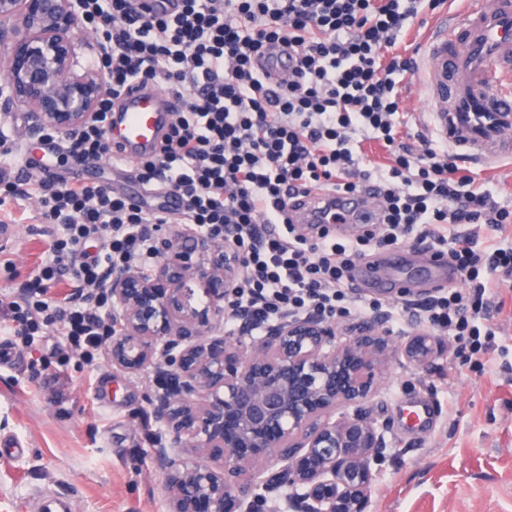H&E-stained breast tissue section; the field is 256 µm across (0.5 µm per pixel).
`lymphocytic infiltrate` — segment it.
<instances>
[{
    "instance_id": "lymphocytic-infiltrate-1",
    "label": "lymphocytic infiltrate",
    "mask_w": 512,
    "mask_h": 512,
    "mask_svg": "<svg viewBox=\"0 0 512 512\" xmlns=\"http://www.w3.org/2000/svg\"><path fill=\"white\" fill-rule=\"evenodd\" d=\"M443 0H177L171 14L143 0H82L93 25L109 93L93 124L73 138L85 161L111 156L113 107L136 82H159L179 102L157 153L138 163L145 190L121 192L102 181L12 178L13 149L0 136V186L13 200L36 196L37 216L56 225L55 238L19 296L0 297L23 343L49 332L94 362L112 334L103 296L108 272L149 264L158 225L179 219L195 232L223 237L244 260L245 287L236 306L256 324L319 314L349 321L365 315L351 284L357 262L378 246L420 245L445 256L464 285L415 306L383 312L393 327L414 316L458 337L474 352L491 349L496 333L484 312L492 276L512 268V243L479 245L463 224H512L498 186L460 167L447 144L404 130L399 84L414 76L412 55L396 48L419 12ZM293 53L292 71L273 85L257 67L272 46ZM381 160L366 162L365 141ZM372 193L371 228L338 241L328 228L299 232L290 210L306 206L312 187ZM102 249L90 255L84 242ZM68 293H58L59 284Z\"/></svg>"
}]
</instances>
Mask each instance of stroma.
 <instances>
[{"mask_svg":"<svg viewBox=\"0 0 512 512\" xmlns=\"http://www.w3.org/2000/svg\"><path fill=\"white\" fill-rule=\"evenodd\" d=\"M17 159L39 161L41 137L29 113L0 121ZM28 200L13 216L19 228L12 267L0 265V294L12 292L36 269L51 238ZM404 272L389 288H368L366 299L389 304L419 300L448 287L429 276L431 251H406ZM496 331L492 353H472L468 338L447 347L422 368L392 363L367 408L384 430L367 512H512V312L488 308ZM48 334L17 349V363L0 364V439L25 445L16 457L0 447V512H39L44 490L74 499L76 512H168L155 468L151 434L159 425L155 374L131 376L107 357L86 365L75 352H57ZM104 387L108 407L94 401ZM436 407L432 424H411L420 399Z\"/></svg>","mask_w":512,"mask_h":512,"instance_id":"35a3bbf8","label":"stroma"}]
</instances>
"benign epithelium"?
<instances>
[{"label": "benign epithelium", "instance_id": "1", "mask_svg": "<svg viewBox=\"0 0 512 512\" xmlns=\"http://www.w3.org/2000/svg\"><path fill=\"white\" fill-rule=\"evenodd\" d=\"M79 18V0H0V106L29 112L36 133L83 129L108 93L100 71L75 70ZM157 253L112 274L109 361L163 387L155 463L169 512H366L385 440L365 405L397 355L424 366L439 339L397 345L378 319L338 342L309 316L245 347L223 330L241 256L209 235Z\"/></svg>", "mask_w": 512, "mask_h": 512}]
</instances>
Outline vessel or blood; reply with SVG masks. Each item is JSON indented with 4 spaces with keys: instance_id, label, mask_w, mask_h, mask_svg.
I'll return each mask as SVG.
<instances>
[{
    "instance_id": "b4317fda",
    "label": "vessel or blood",
    "mask_w": 512,
    "mask_h": 512,
    "mask_svg": "<svg viewBox=\"0 0 512 512\" xmlns=\"http://www.w3.org/2000/svg\"><path fill=\"white\" fill-rule=\"evenodd\" d=\"M426 87L439 136L461 156L495 169L512 157V0L490 9L466 0L450 22L435 23L425 41ZM261 64L272 83L288 76V56L269 51ZM173 98L158 86L133 84L122 100L119 131L112 141L122 162L137 159L163 135Z\"/></svg>"
}]
</instances>
